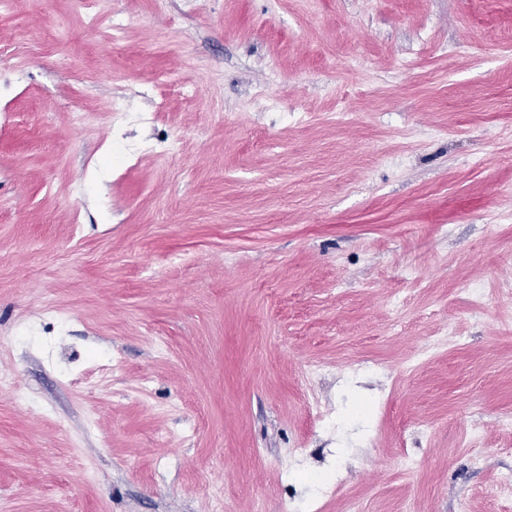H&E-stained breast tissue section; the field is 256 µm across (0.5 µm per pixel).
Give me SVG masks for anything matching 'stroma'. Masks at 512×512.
Here are the masks:
<instances>
[{
  "mask_svg": "<svg viewBox=\"0 0 512 512\" xmlns=\"http://www.w3.org/2000/svg\"><path fill=\"white\" fill-rule=\"evenodd\" d=\"M504 288L512 0L0 19V512H211L216 489L228 512H505Z\"/></svg>",
  "mask_w": 512,
  "mask_h": 512,
  "instance_id": "stroma-1",
  "label": "stroma"
}]
</instances>
